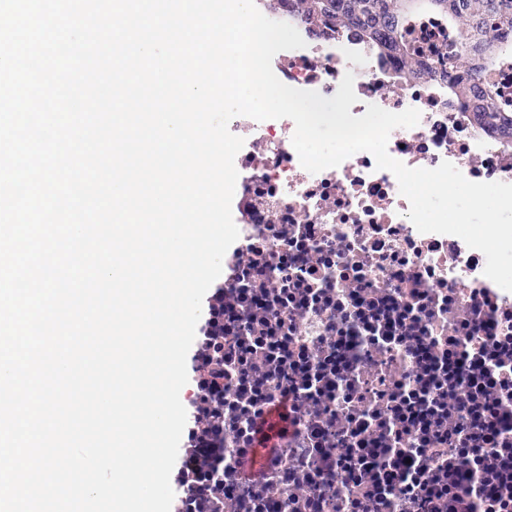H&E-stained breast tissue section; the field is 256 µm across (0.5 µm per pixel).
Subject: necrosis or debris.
Masks as SVG:
<instances>
[{
    "mask_svg": "<svg viewBox=\"0 0 512 512\" xmlns=\"http://www.w3.org/2000/svg\"><path fill=\"white\" fill-rule=\"evenodd\" d=\"M447 15L404 25L419 75L350 34H300L277 53L284 84L335 95L355 76L352 115L419 110L389 154L412 168L454 164L474 182L512 184V153L481 131L442 79ZM245 143L233 219L208 317L224 343L219 512H512V292L454 235L422 233L395 176L359 152L313 174L291 119L238 116ZM287 399L294 426L248 485L255 426Z\"/></svg>",
    "mask_w": 512,
    "mask_h": 512,
    "instance_id": "1",
    "label": "necrosis or debris"
}]
</instances>
